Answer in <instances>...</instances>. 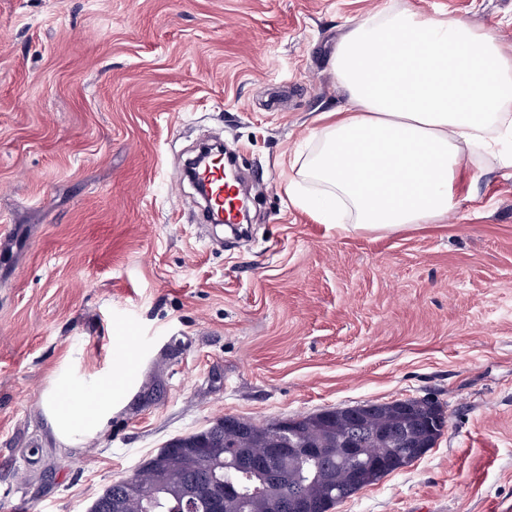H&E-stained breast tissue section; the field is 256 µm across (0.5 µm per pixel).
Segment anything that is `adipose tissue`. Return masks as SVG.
<instances>
[{
    "label": "adipose tissue",
    "instance_id": "obj_1",
    "mask_svg": "<svg viewBox=\"0 0 512 512\" xmlns=\"http://www.w3.org/2000/svg\"><path fill=\"white\" fill-rule=\"evenodd\" d=\"M332 69L347 107L314 127V148L289 179V200L325 223L387 233L441 221L468 148L512 137V54L456 17L389 9L360 18L336 45ZM132 374L59 372L43 403L66 445L98 436L133 393ZM68 395L60 404L59 395Z\"/></svg>",
    "mask_w": 512,
    "mask_h": 512
}]
</instances>
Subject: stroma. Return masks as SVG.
<instances>
[{"instance_id": "35a3bbf8", "label": "stroma", "mask_w": 512, "mask_h": 512, "mask_svg": "<svg viewBox=\"0 0 512 512\" xmlns=\"http://www.w3.org/2000/svg\"><path fill=\"white\" fill-rule=\"evenodd\" d=\"M453 15L512 52V0H0V512H88L172 438L430 398L448 426L332 512H512V166L460 167L455 207L388 234L285 192L344 95L362 16ZM214 132L261 191L237 235L192 220L181 158ZM138 386L58 442L56 370Z\"/></svg>"}]
</instances>
